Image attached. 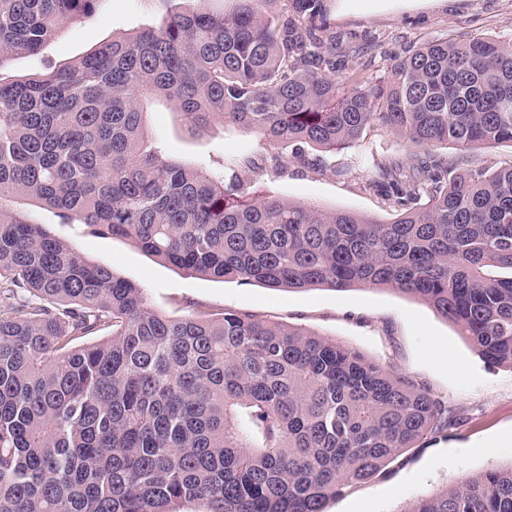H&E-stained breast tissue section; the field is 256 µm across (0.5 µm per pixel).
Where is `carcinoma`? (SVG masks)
<instances>
[{"instance_id": "1", "label": "carcinoma", "mask_w": 512, "mask_h": 512, "mask_svg": "<svg viewBox=\"0 0 512 512\" xmlns=\"http://www.w3.org/2000/svg\"><path fill=\"white\" fill-rule=\"evenodd\" d=\"M231 2L0 81V297L18 300L0 314V512H323L454 425L428 391L304 328L155 310L38 210L189 277L413 294L512 367V276L497 273L512 270V164L433 150L512 143V42H429L359 82L325 43L322 0ZM98 3L0 0V69ZM158 100L191 136L224 122L261 135L277 171L290 156L321 171L371 128L421 150L377 164L367 188L397 212L382 222L258 194L264 163L227 177L163 155L145 120ZM401 512H512V465Z\"/></svg>"}]
</instances>
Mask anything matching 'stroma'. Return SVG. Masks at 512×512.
Wrapping results in <instances>:
<instances>
[{
    "label": "stroma",
    "mask_w": 512,
    "mask_h": 512,
    "mask_svg": "<svg viewBox=\"0 0 512 512\" xmlns=\"http://www.w3.org/2000/svg\"><path fill=\"white\" fill-rule=\"evenodd\" d=\"M205 5L229 10V0H99L90 14L69 20L36 55L15 56L0 79L59 66L85 55L96 43L158 25L173 8ZM344 47L372 41L358 69L368 79L383 74L388 55L428 41L497 36L512 40V0H326ZM153 142L167 156L209 169L228 168L267 154L259 136L228 124L223 130L189 136L179 116L156 103L146 116ZM415 144L383 128L363 134L348 147L326 154L325 171L297 164L268 172L261 193L352 210L389 222L396 213L366 183L377 162L398 160ZM47 225L86 261L108 267L143 289L148 303L173 317L226 311L296 326L336 340L367 359L405 376L447 403L458 423L410 449L382 474L345 495L328 499L324 512H402L424 495L494 467L512 463V367L487 364L458 327L413 295L386 287H325L278 291L258 283L188 277L147 255L131 240L102 237L81 224H64L41 210Z\"/></svg>",
    "instance_id": "1"
}]
</instances>
